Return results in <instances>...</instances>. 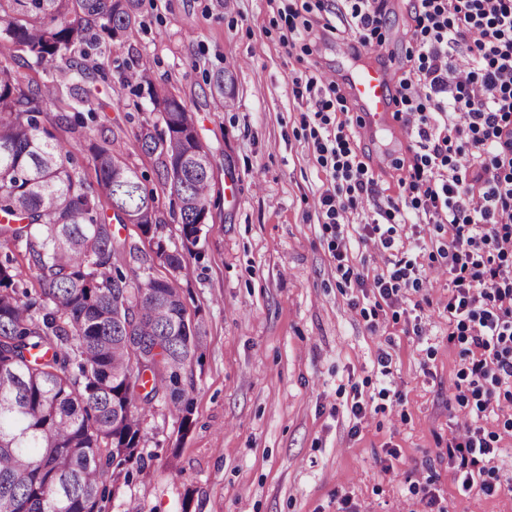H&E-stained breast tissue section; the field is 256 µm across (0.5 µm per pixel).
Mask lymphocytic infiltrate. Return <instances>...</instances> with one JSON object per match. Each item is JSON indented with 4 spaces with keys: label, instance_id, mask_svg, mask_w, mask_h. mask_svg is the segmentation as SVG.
I'll use <instances>...</instances> for the list:
<instances>
[{
    "label": "lymphocytic infiltrate",
    "instance_id": "obj_1",
    "mask_svg": "<svg viewBox=\"0 0 512 512\" xmlns=\"http://www.w3.org/2000/svg\"><path fill=\"white\" fill-rule=\"evenodd\" d=\"M349 3L338 19L367 46L387 23V0ZM413 9L418 64L403 73L394 101L415 154L411 166L395 164L407 195L381 209L388 227L379 242L397 252L394 221L405 207L447 225L448 337L463 343L466 362L454 401L476 415L512 403V0H414ZM459 50L463 68L452 62ZM333 107L319 97L312 114L322 131L318 160L330 173L319 209L336 224L378 189L342 129L331 128ZM496 452L494 436L477 426L449 441L462 490L495 491Z\"/></svg>",
    "mask_w": 512,
    "mask_h": 512
}]
</instances>
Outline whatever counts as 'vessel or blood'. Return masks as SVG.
Returning a JSON list of instances; mask_svg holds the SVG:
<instances>
[{"instance_id":"b4317fda","label":"vessel or blood","mask_w":512,"mask_h":512,"mask_svg":"<svg viewBox=\"0 0 512 512\" xmlns=\"http://www.w3.org/2000/svg\"><path fill=\"white\" fill-rule=\"evenodd\" d=\"M355 69L349 81V92L361 106L360 122L365 131L385 128L393 110L395 80L390 60H378L375 55L351 50Z\"/></svg>"}]
</instances>
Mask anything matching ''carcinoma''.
Returning <instances> with one entry per match:
<instances>
[{
	"label": "carcinoma",
	"instance_id": "obj_1",
	"mask_svg": "<svg viewBox=\"0 0 512 512\" xmlns=\"http://www.w3.org/2000/svg\"><path fill=\"white\" fill-rule=\"evenodd\" d=\"M142 0H0V42L18 45L26 66L86 55L84 36L131 28ZM150 98L162 99L164 128L136 135L156 155L161 191L178 207L181 246L162 238L159 197L114 152L90 144L97 185L70 167L74 144L43 126L42 102L55 80L33 87L0 64V512H106L113 467L124 480L144 467L143 422L162 399L179 429L192 424L182 374L202 347L200 326L186 316L173 283L141 262L123 271L126 243L114 219L136 223L155 239V259L180 272L208 219L214 181L193 114L131 61ZM71 132L88 139L81 108L92 89L71 87ZM25 247L39 289L26 287L7 250Z\"/></svg>",
	"mask_w": 512,
	"mask_h": 512
}]
</instances>
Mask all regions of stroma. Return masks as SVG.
I'll list each match as a JSON object with an SVG mask.
<instances>
[{"label": "stroma", "mask_w": 512, "mask_h": 512, "mask_svg": "<svg viewBox=\"0 0 512 512\" xmlns=\"http://www.w3.org/2000/svg\"><path fill=\"white\" fill-rule=\"evenodd\" d=\"M314 0H144L136 27L101 39L83 60L98 88L87 122L92 137L110 134L112 149L147 188L158 185L155 158L136 135L160 117L123 62L144 56L151 78L193 112L211 153L215 180L209 222L198 256L178 276L187 316L202 331V356L190 371L194 414L180 431L166 405L144 422L146 465L120 486L108 512H429L437 496L447 512H512V412L487 413L498 436L492 464L496 494L462 492L446 455L466 413L448 406L463 367L462 345L448 339L452 277L441 249L448 227L419 221L398 228L402 255L426 273L420 287L382 300L377 277L393 269L369 243L374 201L346 213L342 228L326 223L317 198L330 176L317 161L303 91L310 76L347 86L346 33L285 48L293 19L325 23ZM383 51L403 66L414 50L412 0H389ZM0 62L32 84L46 72L55 93L45 125L69 140L58 116L68 114L73 75L64 61L24 68L18 48L0 43ZM228 70L224 98L210 94L208 75ZM360 107L335 113L336 123L366 155L381 198L403 193L395 161L413 152L390 130L366 133ZM363 274L346 283L335 251ZM421 335H414V328ZM392 359L390 374L377 365ZM366 407L363 420L353 402Z\"/></svg>", "instance_id": "35a3bbf8"}]
</instances>
